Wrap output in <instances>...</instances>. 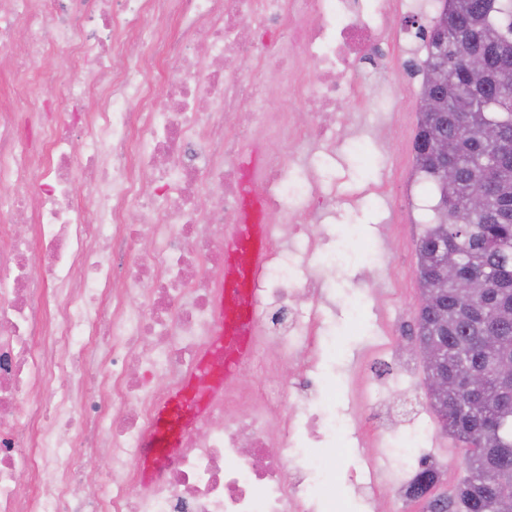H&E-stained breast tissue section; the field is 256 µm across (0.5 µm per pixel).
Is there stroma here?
Masks as SVG:
<instances>
[{
	"label": "stroma",
	"mask_w": 512,
	"mask_h": 512,
	"mask_svg": "<svg viewBox=\"0 0 512 512\" xmlns=\"http://www.w3.org/2000/svg\"><path fill=\"white\" fill-rule=\"evenodd\" d=\"M420 41L389 44L390 66L375 70L363 66L356 80L364 97L347 101L335 115V166L314 165L315 155L325 151L322 143L307 146L288 142L283 151L304 158L295 168L325 193L335 195L328 209L301 215L313 239L321 242L355 237L358 247L346 261L323 276V299L317 306L320 324L311 329L303 362L278 359L275 347L266 353L275 364L269 376L252 368L236 375L239 390L259 392L265 381L293 383L301 365L320 372L323 387L304 393L303 403L325 405L324 394L334 391L337 412L365 415L368 419L348 447L339 449V470L350 471L360 455L379 457L378 432L409 429L428 423L433 440L450 441L433 414L426 393L427 372L419 353L403 349L409 327L415 326L421 302L418 276V243L426 227L417 210L419 203L434 205V196L422 195L414 138L420 118L421 88L410 80L415 50ZM401 111H394V104ZM367 143L369 157L358 161L348 150L350 139ZM377 249L385 261L372 266L361 246ZM365 291V318L353 322L344 301L346 292ZM450 448H430V462L440 476L439 492L446 493L465 476L461 464L463 445L450 441ZM348 512H424L426 505L382 483L369 499H362L354 485L342 488Z\"/></svg>",
	"instance_id": "stroma-1"
}]
</instances>
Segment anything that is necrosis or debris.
<instances>
[{
	"instance_id": "1",
	"label": "necrosis or debris",
	"mask_w": 512,
	"mask_h": 512,
	"mask_svg": "<svg viewBox=\"0 0 512 512\" xmlns=\"http://www.w3.org/2000/svg\"><path fill=\"white\" fill-rule=\"evenodd\" d=\"M408 7L0 0V68L36 67L58 47L86 73L65 81L55 101L29 90L0 105V235L10 237L0 249V512H335L340 473L320 446L341 447L349 421L332 409H290L292 393L315 385L304 369L292 385L240 398L231 422L230 391L212 395L161 468L140 483L135 466L163 402L156 378L192 373L218 320L210 271L224 263L225 228L239 221L236 161L254 150L255 188L292 242L269 253L260 286L275 311L270 325L255 321L245 362L266 363L269 342L292 358L302 352L310 322L288 307L316 298L304 259L317 254L326 271L345 250L315 253L298 216L321 209L324 196L289 178L279 146L334 139L337 103L357 96V68L381 59ZM147 17L176 25L179 38L147 29ZM144 49L156 64L150 78ZM248 56L258 66L245 68ZM271 72L314 112L310 126L275 117ZM24 114L37 141L21 133ZM76 169L90 182L86 206ZM22 223L31 232H15ZM139 287L146 293L132 301ZM430 436L423 425L388 435L385 452L400 461L395 484L410 481ZM98 449L110 467L90 481L82 459Z\"/></svg>"
}]
</instances>
